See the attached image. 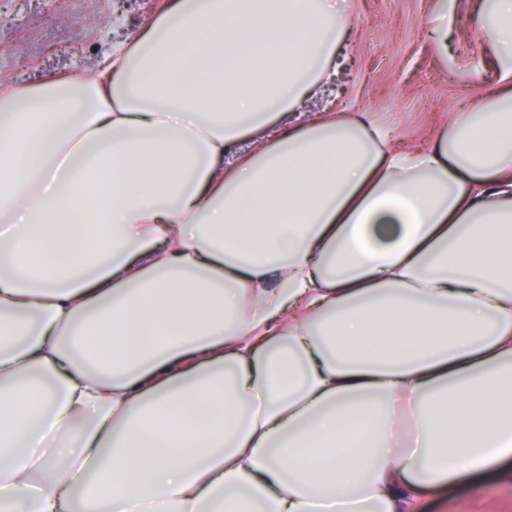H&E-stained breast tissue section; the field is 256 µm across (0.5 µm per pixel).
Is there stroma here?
Listing matches in <instances>:
<instances>
[{"mask_svg":"<svg viewBox=\"0 0 512 512\" xmlns=\"http://www.w3.org/2000/svg\"><path fill=\"white\" fill-rule=\"evenodd\" d=\"M349 28L341 52L350 69L339 103L387 124L397 149L432 146L435 138L501 72L481 49L470 16L484 0H339ZM168 0H0L16 6L17 22L0 21V84L34 85L90 70L111 29L138 36ZM448 11V36L435 39L431 21ZM421 512H512V460L427 494Z\"/></svg>","mask_w":512,"mask_h":512,"instance_id":"stroma-1","label":"stroma"}]
</instances>
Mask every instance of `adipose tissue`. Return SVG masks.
<instances>
[{
    "label": "adipose tissue",
    "mask_w": 512,
    "mask_h": 512,
    "mask_svg": "<svg viewBox=\"0 0 512 512\" xmlns=\"http://www.w3.org/2000/svg\"><path fill=\"white\" fill-rule=\"evenodd\" d=\"M473 24L501 83L428 150L297 121L337 0L0 85V512H418L512 458V0Z\"/></svg>",
    "instance_id": "obj_1"
}]
</instances>
